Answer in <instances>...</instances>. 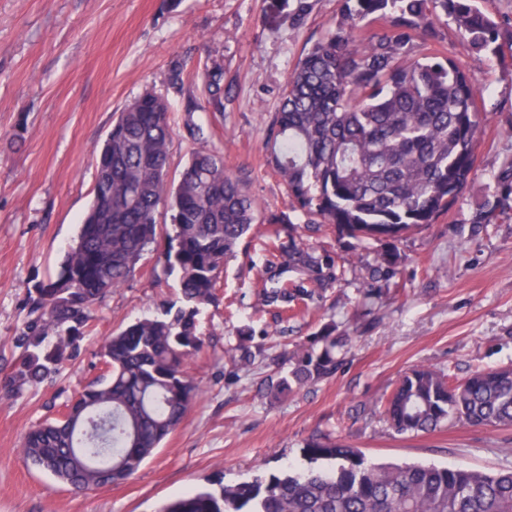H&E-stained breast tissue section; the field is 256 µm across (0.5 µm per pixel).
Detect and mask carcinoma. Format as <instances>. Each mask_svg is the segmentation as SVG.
Here are the masks:
<instances>
[{"label": "carcinoma", "instance_id": "obj_1", "mask_svg": "<svg viewBox=\"0 0 512 512\" xmlns=\"http://www.w3.org/2000/svg\"><path fill=\"white\" fill-rule=\"evenodd\" d=\"M334 26L303 50L290 71L266 143L267 163L285 184L287 212L267 217L265 250L296 271L293 290L273 287L267 304L303 300L308 288L336 282L335 257L299 234L293 217L319 219L365 249L379 244L368 299L398 274L397 242L447 212L476 166L488 120L472 76L428 47L440 16L478 54L512 50V35L478 0H339ZM207 105L223 109L222 73L205 81ZM172 128L167 100L147 90L118 114L96 156L93 198L56 272L28 290L20 355L0 378L14 395L56 376L75 360L92 311L135 271L143 254L178 275L184 306L138 320L112 335L101 357L106 374L66 400L25 436L22 453L41 471L81 493L133 476L180 424L199 396L188 364L203 339L197 316L216 300L224 258L259 222L246 186L224 154L190 153L169 180ZM471 234L512 210V158L483 203ZM164 210L170 224L157 223ZM326 325L287 357L267 387L287 396L334 375L350 337ZM398 434L448 424L512 428V365L473 371L461 381L419 366L381 402ZM307 455L330 463L217 483L172 499L158 512H512V467L486 473L435 465L375 464L357 448L316 435Z\"/></svg>", "mask_w": 512, "mask_h": 512}]
</instances>
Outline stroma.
Returning a JSON list of instances; mask_svg holds the SVG:
<instances>
[{
	"mask_svg": "<svg viewBox=\"0 0 512 512\" xmlns=\"http://www.w3.org/2000/svg\"><path fill=\"white\" fill-rule=\"evenodd\" d=\"M308 5L298 18L299 2ZM337 0H0V376L19 355L14 338L28 288L53 271L92 198L95 156L112 123L144 91L169 101L174 134L170 174L193 149L224 154L230 172L262 213L288 210L266 142L288 73L307 43L323 37ZM433 45L474 76L489 123L475 175L451 210L397 248L399 273L372 308L364 306L374 252L353 239L323 243L347 268L290 315L262 294L294 272L268 265L259 239H245L220 275V302L201 309L204 347L190 372L197 401L162 447L126 482L82 494L27 462L25 434L51 406L97 375L98 353L127 323L179 303L176 275L146 253L134 275L94 310L79 359L19 396L0 394V512H155L164 501L215 480L230 485L261 470L309 468L311 436L335 437L377 461L495 471L512 466V428L450 425L398 435L376 407L399 377L428 365L464 379L512 363V212L486 234H469L475 215L512 158V55L475 54L452 22ZM183 82H168L172 64ZM220 67L224 109L202 112L203 141L185 126L187 100L204 101L201 74ZM24 122L22 140L13 137ZM357 318L360 329L336 374L283 400L266 396L262 357L273 343L310 341L326 324ZM257 360H232L241 332Z\"/></svg>",
	"mask_w": 512,
	"mask_h": 512,
	"instance_id": "obj_1",
	"label": "stroma"
}]
</instances>
